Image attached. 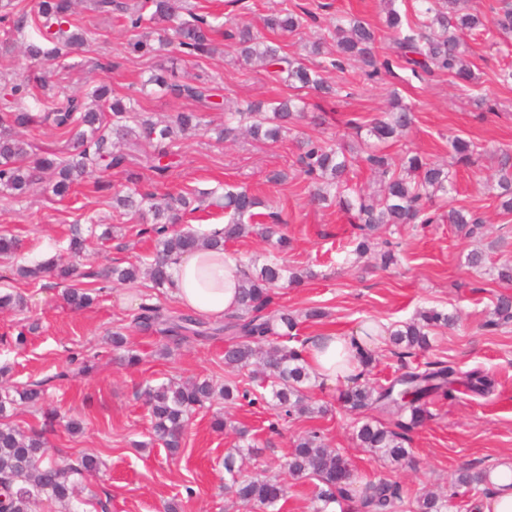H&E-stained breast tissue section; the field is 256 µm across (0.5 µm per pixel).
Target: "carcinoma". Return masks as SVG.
Here are the masks:
<instances>
[{
    "mask_svg": "<svg viewBox=\"0 0 512 512\" xmlns=\"http://www.w3.org/2000/svg\"><path fill=\"white\" fill-rule=\"evenodd\" d=\"M14 0H0V23L10 22L14 35L23 38V54L29 64L46 66L70 55L87 52L91 32L78 27L73 20V0H38L35 13L15 14L9 10ZM396 0H387L386 26L389 30L391 57L376 53L381 36L359 18L340 16L333 28L335 51L321 55L322 38L307 42L306 56H290L283 47L253 31L251 26H221L205 14L194 12L189 0H139L134 7L122 0H90L93 12L121 20L131 33L124 51L148 55L162 50L178 58H206L218 51L215 36L224 33V40L233 48L235 59L244 64L258 62L276 81L283 82L290 93L281 99L251 102L225 116L224 128L217 140H234L244 130L255 140L277 142L290 131L295 117L305 112V94L320 92L335 98L340 87L328 81L329 70L343 71L356 64L365 79L378 81L393 73V67L411 73L415 78L446 72L463 90L475 85L477 77L465 58L461 35L468 32L491 45L512 35V0H499L493 19L489 20L466 7V0H416L419 8L415 19L404 18L394 8ZM316 20L309 11L285 10L264 19V26L280 36L300 35L308 21ZM154 92L194 104L191 112H179L170 122L159 124L141 118L135 100L119 95L105 83L88 85L79 92L61 90L50 95L44 111L30 112L28 100L35 97L25 76L16 78L10 87V98L0 104V191L17 198L26 195L36 184L40 171H51L55 182L53 192L67 198L73 186L97 174L94 189L110 187L105 176L112 169L123 167L136 158L156 177L169 175L171 159L177 155L180 138L200 129L201 113L218 109L217 87L197 78L181 81L174 68L154 69L147 79ZM412 106L396 98L391 109L368 121L358 117L346 120L360 143L354 150L343 139L305 138L298 142V161L302 172L314 186L311 201L319 206L336 203L351 214L358 233L355 252L377 251L378 266L388 268L396 261L390 242H375L377 233L394 224H431L440 221L479 233L485 221L474 211L451 208L438 214L429 212L436 202L448 198L454 190L453 172L449 165L429 162L414 154L395 168L385 153L388 144L407 137L412 127ZM48 126L74 140L75 151L63 158L56 154L28 161L27 143L16 133L32 124ZM154 150L138 157L142 142ZM452 165H470L482 147L459 137L448 140ZM365 163L383 182V193L376 200L365 199L351 183L349 173L356 163ZM131 184L128 192L114 194L112 207L125 215H134L147 224L143 232L152 234L155 253L148 263L147 274L153 287L172 285L168 267L174 257L197 248L223 249L226 243L257 234L264 238L277 236L280 251L288 250L290 240L278 234L284 224L279 214L257 195L241 188L227 190L217 196L208 192L211 206L221 208L227 223L220 233L204 234L196 230H175L181 217L196 211V197L187 193L169 195L159 201L152 192L137 188L139 174L127 171ZM497 186L500 207L512 213V152L504 150L499 164ZM86 237L80 225L72 226L67 250L71 261L59 265L45 261L20 266L18 275L37 281L52 277L62 283L81 278L120 284H134L142 274V264L130 262L100 271H81L76 260L81 257ZM304 282L300 273L267 261L254 272L243 273L239 307L221 326L203 329V323L188 313L166 314L154 305H144L136 323L144 330L155 328L172 339L183 341L188 335H224V365L238 371L253 364L263 368L257 387L270 393L284 415H318L320 407L308 402L303 384L311 375L303 359V350L288 346L296 336L297 317L283 308L270 317L265 311L274 303L275 290L287 284L298 287ZM92 288L68 287L63 296L68 305L84 308L92 301ZM452 317L436 309H425L410 323L390 333V342L399 355L410 357L429 348L430 330L448 325ZM512 323V296L498 298L488 326ZM495 387L493 379L479 369L463 372L454 364L434 360L405 367V371L386 385L356 382L341 393L344 405L351 411L375 409L392 418L393 426L365 421L356 429L359 445L395 466L410 462L406 448L409 432L430 418L428 405L437 397H451L463 390L486 396ZM248 390L226 384L217 389L207 379L182 383L148 385L142 396L152 419L153 435L172 455L177 454L188 423L189 414L219 395L226 400L247 397ZM41 385L33 384L11 395L0 394V512H33V507L46 497L69 505L76 500L75 476L90 472L97 462L88 457L74 466L60 464L49 452L45 430L30 429L25 434L10 421L9 408L17 402L35 403L42 399ZM237 448L224 457V470L230 475L224 489L246 507L270 508L284 495L281 483L272 478L242 474L237 466ZM288 472L294 479L312 476L320 482L316 499L329 504L354 505L369 512H448V497L432 492L412 496L396 482L369 479L358 482L347 458L326 447L321 435L311 431L299 437L288 456ZM486 479L480 469L459 470L456 487H477Z\"/></svg>",
    "mask_w": 512,
    "mask_h": 512,
    "instance_id": "cac0c4a2",
    "label": "carcinoma"
}]
</instances>
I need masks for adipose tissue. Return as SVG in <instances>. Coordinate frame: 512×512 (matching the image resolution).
I'll return each instance as SVG.
<instances>
[{"label": "adipose tissue", "mask_w": 512, "mask_h": 512, "mask_svg": "<svg viewBox=\"0 0 512 512\" xmlns=\"http://www.w3.org/2000/svg\"><path fill=\"white\" fill-rule=\"evenodd\" d=\"M169 273L172 293L185 308L216 319L238 306L242 267L227 251L196 250L175 258ZM304 356L319 382L346 387L362 378L352 339L333 333L308 337ZM490 494L476 502L474 512H512V460L497 464Z\"/></svg>", "instance_id": "1"}]
</instances>
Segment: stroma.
<instances>
[{"mask_svg": "<svg viewBox=\"0 0 512 512\" xmlns=\"http://www.w3.org/2000/svg\"><path fill=\"white\" fill-rule=\"evenodd\" d=\"M190 2L219 18L232 16L255 27L270 12L301 5L314 13L317 30L324 36L332 31L335 16L343 13L379 28L385 22L380 0H240L234 6L226 0ZM74 19L95 32L91 56L106 57L113 69L91 72L72 56L45 69L48 84L78 91L86 82L106 80L113 92L130 94L151 70L163 65L159 56L125 53L129 34L120 23L103 21L82 5ZM463 42L477 77L472 92L461 91L444 74L370 83L352 66L328 75L331 83L351 87V96L331 105L311 91L307 102L315 113L332 110L368 120L387 111L392 94H399L413 105L415 118L409 136L388 149L396 161L409 153L448 161L452 136L480 144L483 152L474 166L458 167L457 191L448 200L451 206L483 216L485 225L477 237H466L449 224H406L395 227L390 236L397 262L389 269L354 255L347 213L335 205L312 207L308 182L296 163L298 139L342 137L344 127L305 120L276 144L244 137L233 143L217 142L225 108L287 92L262 68L234 63L227 53L178 62L179 77L211 80L223 106L206 113L204 130L183 140L165 182H157L147 168L139 170L142 186L159 195L244 186L281 211L291 246L278 259L307 273L308 279L304 287L278 289L275 305L300 313L299 338L325 330L350 334L370 322L388 331L430 307L454 315V325L432 331L431 346L418 354V361L438 358L464 371L482 370L494 379L495 388L485 397L460 393L452 399L434 398L429 405L431 419L411 434L409 446L416 463L412 469H393L360 448L356 417L343 407L339 389L315 380L309 396L313 404L324 407L323 415L289 419L273 431L269 424L277 412L274 401L254 407L208 402L192 414L179 452L169 454L152 440L141 393L146 385L171 379L207 378L219 385L242 380V373L224 365V336L200 337L177 346L164 334L141 330L135 318L142 305L179 308L171 291L152 288L146 279L135 285L108 286L92 305L75 309L63 300V285L50 280L26 282L12 274L16 266L63 256L70 225L83 223L88 216L99 227L114 225L115 231L108 241L95 234L89 237L84 268L148 257L152 240L141 235L135 219L112 209L113 192L127 186L125 171L113 170L109 191H94L86 181L69 200L55 198L44 178L27 197L0 196V232L13 234L20 243L15 257L0 258V291L17 292L25 299L23 308L0 312V366L8 369L0 376V389L44 382L43 405H17L12 421L20 429L39 425L44 412L53 409L82 423L84 430L77 435L57 423L47 439L59 459L92 454L101 460L100 470L85 476L79 486L78 498L85 501L86 512H163L170 501L179 503L180 512H245L224 492L229 479L224 456L239 440L212 429L210 420L219 413L249 427V441L259 453L247 460L246 468L254 475L280 478L286 488L281 512H314L317 506L316 480L292 479L286 466L293 441L313 429L320 430L328 447L346 456L359 475L395 481L412 492L424 485L450 491L451 478L459 469H489L512 456V324L497 329L485 326L497 297L512 294V282L498 280L490 272L491 267L512 263V213L499 209L492 188L496 151L512 147V88L496 81L500 67L512 63V37L501 51L469 34ZM481 95L495 99L497 111L477 106L475 99ZM276 172L284 173V180L270 182ZM475 248L485 250L486 269L467 266L466 256ZM313 307L325 311V318H305V311ZM115 331L123 334L126 348L140 356L138 366H127L121 351L112 348L109 337ZM21 332L27 343L18 349L14 338ZM73 352L90 358V372L69 361Z\"/></svg>", "mask_w": 512, "mask_h": 512, "instance_id": "stroma-1", "label": "stroma"}]
</instances>
